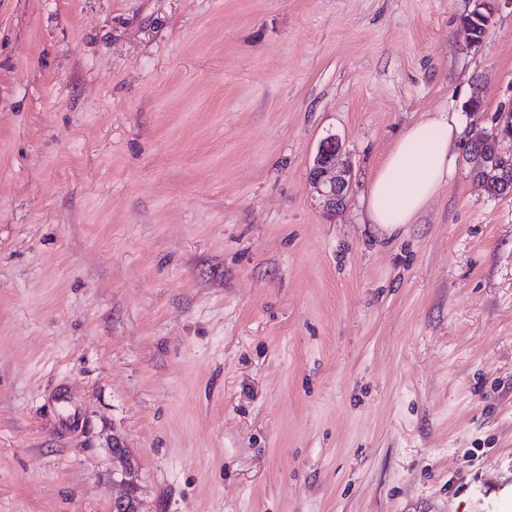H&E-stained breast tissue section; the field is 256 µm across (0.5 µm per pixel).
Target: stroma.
Returning a JSON list of instances; mask_svg holds the SVG:
<instances>
[{"instance_id": "35a3bbf8", "label": "stroma", "mask_w": 512, "mask_h": 512, "mask_svg": "<svg viewBox=\"0 0 512 512\" xmlns=\"http://www.w3.org/2000/svg\"><path fill=\"white\" fill-rule=\"evenodd\" d=\"M487 3L472 45L476 0H0V512H112L116 435L143 512H512ZM444 109L448 181L382 234L371 182ZM491 12L484 3H478L466 18V28L470 39L480 44L491 24ZM496 136L477 132L466 149L475 177L494 197L512 193V163L498 154ZM336 142L332 146L328 143ZM342 143L337 139H324L317 147L312 166L310 180L313 192L319 197L327 211L334 212L345 201L350 187L349 174L340 169L339 158Z\"/></svg>"}]
</instances>
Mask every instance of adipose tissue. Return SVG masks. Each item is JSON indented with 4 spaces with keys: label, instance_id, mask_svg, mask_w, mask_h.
<instances>
[{
    "label": "adipose tissue",
    "instance_id": "adipose-tissue-1",
    "mask_svg": "<svg viewBox=\"0 0 512 512\" xmlns=\"http://www.w3.org/2000/svg\"><path fill=\"white\" fill-rule=\"evenodd\" d=\"M458 132L454 117L442 111L413 123L396 140L368 192L370 223L391 235L414 222L453 169Z\"/></svg>",
    "mask_w": 512,
    "mask_h": 512
}]
</instances>
